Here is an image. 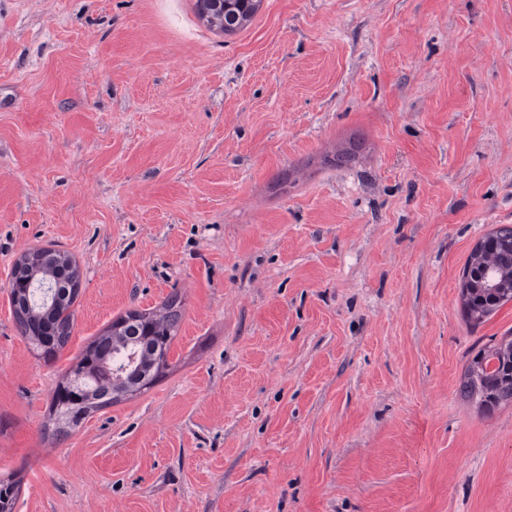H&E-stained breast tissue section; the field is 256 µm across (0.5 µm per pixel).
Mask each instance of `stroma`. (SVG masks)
I'll return each instance as SVG.
<instances>
[{
	"instance_id": "1",
	"label": "stroma",
	"mask_w": 512,
	"mask_h": 512,
	"mask_svg": "<svg viewBox=\"0 0 512 512\" xmlns=\"http://www.w3.org/2000/svg\"><path fill=\"white\" fill-rule=\"evenodd\" d=\"M194 3L0 0L15 512H512V404L457 393L512 336L460 300L512 225V0H261L233 34ZM36 247L81 276L53 358L11 312ZM174 290L165 375L56 437L86 347Z\"/></svg>"
}]
</instances>
